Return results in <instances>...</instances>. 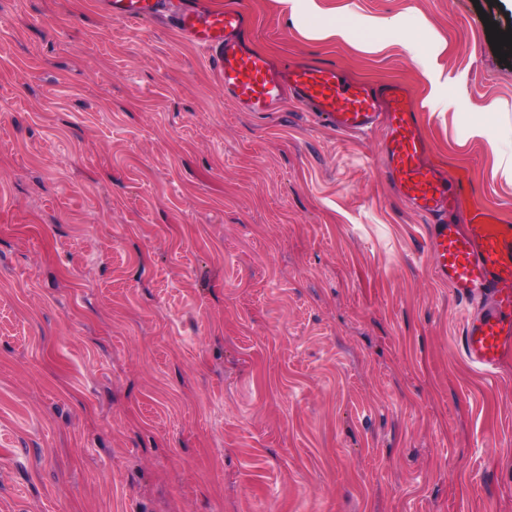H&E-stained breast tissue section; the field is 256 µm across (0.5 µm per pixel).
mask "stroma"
I'll list each match as a JSON object with an SVG mask.
<instances>
[{
	"instance_id": "stroma-1",
	"label": "stroma",
	"mask_w": 512,
	"mask_h": 512,
	"mask_svg": "<svg viewBox=\"0 0 512 512\" xmlns=\"http://www.w3.org/2000/svg\"><path fill=\"white\" fill-rule=\"evenodd\" d=\"M241 2L253 49L404 82L456 223L512 225V0H324L349 41ZM379 143L238 111L165 20L0 0V512H512V355L464 359ZM353 34L350 25L336 21V14L326 25L316 28L310 32V36L315 39H340L349 40Z\"/></svg>"
}]
</instances>
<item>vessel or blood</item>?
<instances>
[{"label": "vessel or blood", "mask_w": 512, "mask_h": 512, "mask_svg": "<svg viewBox=\"0 0 512 512\" xmlns=\"http://www.w3.org/2000/svg\"><path fill=\"white\" fill-rule=\"evenodd\" d=\"M114 21L141 25L165 18L187 42L207 51L224 96L243 112H277L295 104L314 119L350 135L380 132L381 155L397 195L427 222V251L436 278L473 304L461 347L476 369L495 373L512 353V225L490 208L475 207L457 224L466 175L449 178L431 158L411 91L393 80H349L336 65L282 64L244 39L250 16L239 0L223 8L198 0H102Z\"/></svg>", "instance_id": "1"}]
</instances>
